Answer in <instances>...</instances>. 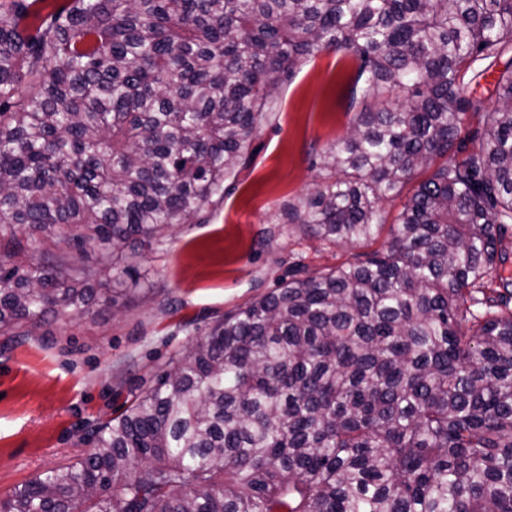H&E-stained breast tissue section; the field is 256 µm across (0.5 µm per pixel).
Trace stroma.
Here are the masks:
<instances>
[{
  "instance_id": "1",
  "label": "stroma",
  "mask_w": 512,
  "mask_h": 512,
  "mask_svg": "<svg viewBox=\"0 0 512 512\" xmlns=\"http://www.w3.org/2000/svg\"><path fill=\"white\" fill-rule=\"evenodd\" d=\"M358 62L321 51L278 88L249 160L224 198L161 239L134 246L136 280L109 281L115 303L62 317L27 336L0 335V497L70 463L91 430L154 382L214 320L291 278L297 269L356 261L361 244L331 246L285 223L282 210L321 180L317 162L355 118Z\"/></svg>"
}]
</instances>
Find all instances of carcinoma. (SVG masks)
<instances>
[{"instance_id":"cac0c4a2","label":"carcinoma","mask_w":512,"mask_h":512,"mask_svg":"<svg viewBox=\"0 0 512 512\" xmlns=\"http://www.w3.org/2000/svg\"><path fill=\"white\" fill-rule=\"evenodd\" d=\"M45 2L0 0L1 334L112 306L53 248L134 278L320 51L358 60L362 108L288 223L367 244L427 177L386 246L225 315L0 512H512V0ZM501 62L495 106L463 96ZM55 251L68 255L78 266H102L101 254L98 248L93 244H86L81 248H77L72 244L62 243Z\"/></svg>"}]
</instances>
